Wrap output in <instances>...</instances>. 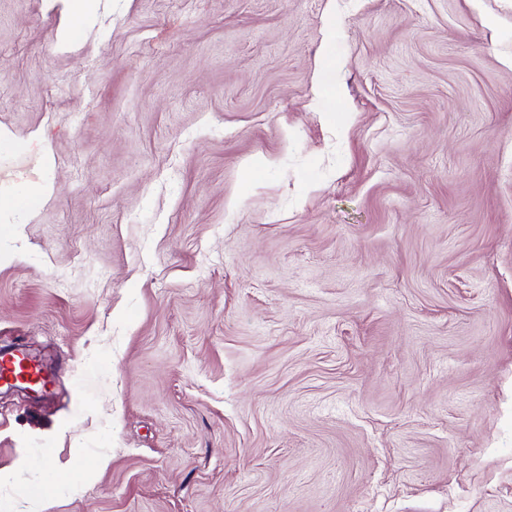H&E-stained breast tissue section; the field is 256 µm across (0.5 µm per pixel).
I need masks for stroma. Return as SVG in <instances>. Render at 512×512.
I'll return each instance as SVG.
<instances>
[{
  "instance_id": "stroma-1",
  "label": "stroma",
  "mask_w": 512,
  "mask_h": 512,
  "mask_svg": "<svg viewBox=\"0 0 512 512\" xmlns=\"http://www.w3.org/2000/svg\"><path fill=\"white\" fill-rule=\"evenodd\" d=\"M60 23L0 0V512H512V0Z\"/></svg>"
}]
</instances>
